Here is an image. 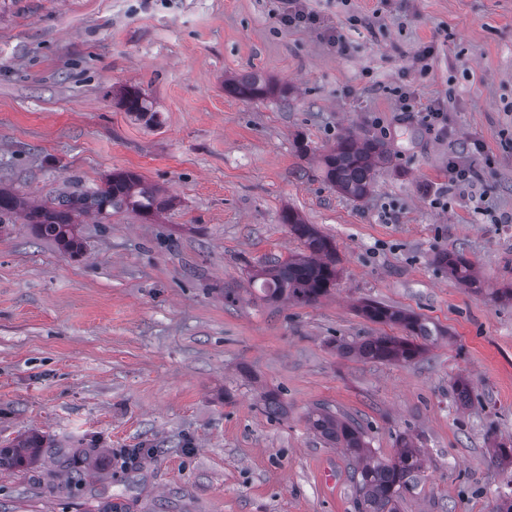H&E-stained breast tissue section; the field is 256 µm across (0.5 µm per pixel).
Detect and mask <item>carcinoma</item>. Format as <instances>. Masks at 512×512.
Returning <instances> with one entry per match:
<instances>
[{"label": "carcinoma", "mask_w": 512, "mask_h": 512, "mask_svg": "<svg viewBox=\"0 0 512 512\" xmlns=\"http://www.w3.org/2000/svg\"><path fill=\"white\" fill-rule=\"evenodd\" d=\"M224 86L241 98H259L271 91L260 75L249 72L224 80ZM120 105L127 112L144 115L149 110L145 93L139 87L124 90ZM391 153L387 145L370 136L349 133L322 156L325 177L342 195L354 200L366 198L373 190L375 173L388 164ZM166 205L158 190L146 185L135 174H112L104 186L78 196H58L48 203L27 206L18 197L0 191V218L23 213L26 223L38 235L55 243L64 252L77 255L84 243L78 231L82 215H103L109 211L132 210L151 216ZM283 223L298 238L304 251L268 266L259 277L261 298L268 302L293 300L314 302L336 286L338 278L336 244L306 224L292 211L282 216ZM438 263L448 268L453 278L477 285L472 262L456 253L443 252ZM367 319L378 323L401 325L406 336H373L350 346L342 344L345 354L380 362L410 364L426 347L440 336L438 328L413 312L367 301L359 307ZM311 429L332 445L342 449L352 464L350 480L358 512H400L403 492L417 479L424 467L422 450L408 437L398 440L397 448L388 459L373 455L360 424L350 417H339L326 408L317 407L307 416ZM44 445L37 437H29L12 447L0 449V468L35 460L43 454ZM93 457L86 448H74L66 459V480L77 484L90 471Z\"/></svg>", "instance_id": "1"}]
</instances>
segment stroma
<instances>
[{"mask_svg": "<svg viewBox=\"0 0 512 512\" xmlns=\"http://www.w3.org/2000/svg\"><path fill=\"white\" fill-rule=\"evenodd\" d=\"M305 6L318 25H282L279 0H0V190L39 204L131 172L171 200L83 217L79 256L21 216L0 229V448L52 447L0 468V512H356L348 458L308 425L318 406L355 418L376 456L403 434L423 448L400 512H491L512 494L492 457L512 442V302L493 296L512 286V0ZM247 70L273 93H228ZM130 86L149 115L120 106ZM348 132L392 153L360 201L321 164ZM465 152L475 177L449 181ZM288 210L337 246L339 280L314 303L252 286L302 250ZM364 300L442 335L411 364L340 355L337 340L404 333L360 316ZM269 391L285 413L264 411ZM91 445V477L65 487L59 456ZM438 263L448 267V274L463 283L476 285L479 283L474 266L470 260L453 252H442L438 255Z\"/></svg>", "mask_w": 512, "mask_h": 512, "instance_id": "1", "label": "stroma"}]
</instances>
